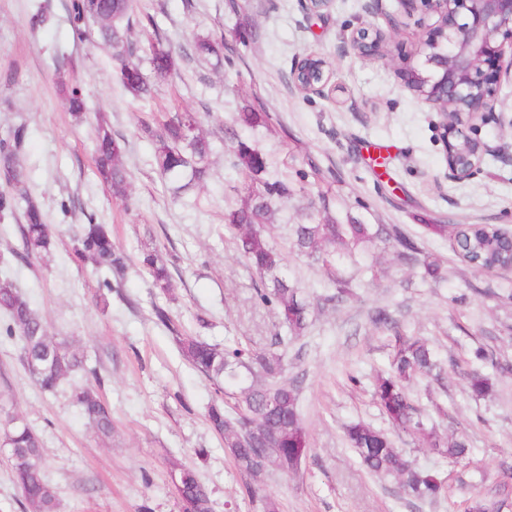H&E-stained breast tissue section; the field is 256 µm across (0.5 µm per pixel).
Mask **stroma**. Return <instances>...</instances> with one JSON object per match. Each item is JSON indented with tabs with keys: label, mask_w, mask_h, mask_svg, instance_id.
Segmentation results:
<instances>
[{
	"label": "stroma",
	"mask_w": 512,
	"mask_h": 512,
	"mask_svg": "<svg viewBox=\"0 0 512 512\" xmlns=\"http://www.w3.org/2000/svg\"><path fill=\"white\" fill-rule=\"evenodd\" d=\"M44 1L50 22L30 28V15ZM134 3L136 15L154 16L175 49L189 48L199 33L223 36V70L212 72L184 56L168 78L146 71L157 92L136 100L114 81L106 49L92 40L72 44L65 0H0V136L26 125L24 165L55 238L50 255L20 266L11 256L21 246L19 221H0V276L26 293L51 336L84 351L88 367L103 379L101 395L114 426L111 438H97L70 385L42 391L15 339L0 335V416L19 415L40 437L58 512H181L169 476L174 461L196 472L213 512H262L266 496L280 512H468L477 498L490 512H512V272H475L452 248L461 224L512 230V85H503L497 105L502 123L481 131L499 147L498 156L486 157L473 178L456 182L447 177L440 115L397 74L426 36L418 16L406 15L397 0H333L320 17L309 16L302 0ZM369 25L385 33L386 58L346 51L344 33ZM61 49L78 65L86 99L80 122L58 94ZM309 52L332 64L338 90L329 97L302 94L289 81L295 59ZM9 72L14 82H5ZM250 109L272 113V125H237L236 114ZM184 111L201 114L213 153L205 188L178 198L154 169L153 145L139 123ZM100 112L126 142V204L94 174ZM228 127L255 143L293 191L271 240L285 245L288 225L323 205L340 224L398 225L440 260L442 280L422 283L412 265L377 239L357 260L340 258L351 293L343 303H328L332 289L319 265L287 253L288 277L310 303L307 329L291 337L275 311L257 300L258 278L224 231V211L241 196V180L228 164ZM64 203L69 212L61 211ZM89 214L109 227L128 258L104 309L95 301L99 274L68 255ZM429 224L447 230L431 235ZM152 250L174 260L171 295L155 289L140 265L141 254ZM157 305L169 309L179 333L213 344L262 351L280 337L285 376L301 381L310 444L297 471H272L256 497L244 495L245 476L207 422L214 388L182 357L175 333L157 323ZM377 308L437 353L442 373L413 383L411 394L441 436L467 434V459H449L391 432L372 399L374 378L388 369L392 351L390 333L369 320ZM480 345L498 363L483 365L490 390L477 399L462 373ZM358 422L390 431L412 464L440 475L441 494L408 496L396 481L367 471L345 436Z\"/></svg>",
	"instance_id": "35a3bbf8"
}]
</instances>
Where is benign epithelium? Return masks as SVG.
Here are the masks:
<instances>
[{"label":"benign epithelium","mask_w":512,"mask_h":512,"mask_svg":"<svg viewBox=\"0 0 512 512\" xmlns=\"http://www.w3.org/2000/svg\"><path fill=\"white\" fill-rule=\"evenodd\" d=\"M407 13L420 11L433 20L423 43V59L399 68L406 87L417 94L432 89L425 102L446 108L452 119L442 123L448 148V177L464 181L477 174L494 149L473 133L496 120L504 81H512V0H400ZM386 37L361 27L344 38L348 50L385 56ZM309 55L295 61L302 93L323 95L331 89L330 71Z\"/></svg>","instance_id":"obj_1"}]
</instances>
